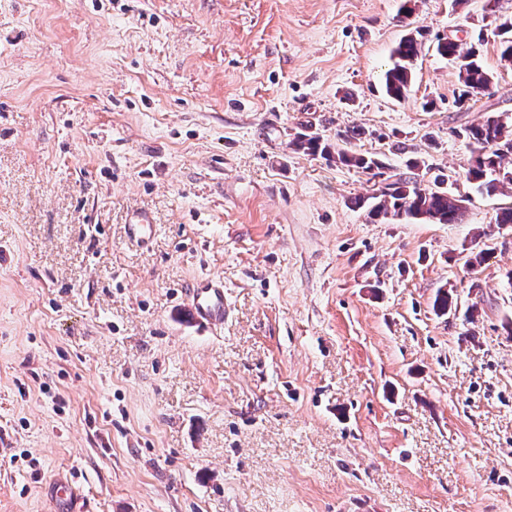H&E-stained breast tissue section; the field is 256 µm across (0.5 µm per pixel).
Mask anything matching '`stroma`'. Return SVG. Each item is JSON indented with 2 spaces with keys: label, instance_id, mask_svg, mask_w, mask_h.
Wrapping results in <instances>:
<instances>
[{
  "label": "stroma",
  "instance_id": "stroma-1",
  "mask_svg": "<svg viewBox=\"0 0 512 512\" xmlns=\"http://www.w3.org/2000/svg\"><path fill=\"white\" fill-rule=\"evenodd\" d=\"M402 4L0 0V512H54L59 473L86 512H512V193L454 135L512 121V0ZM413 25L484 35L488 91L456 106L429 49L390 98ZM306 125L362 128L384 176L295 149ZM411 157L462 223L353 207ZM204 274L216 330L178 304Z\"/></svg>",
  "mask_w": 512,
  "mask_h": 512
}]
</instances>
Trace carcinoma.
I'll return each instance as SVG.
<instances>
[{
	"mask_svg": "<svg viewBox=\"0 0 512 512\" xmlns=\"http://www.w3.org/2000/svg\"><path fill=\"white\" fill-rule=\"evenodd\" d=\"M427 32L415 27L399 42L393 51L394 62L384 74L386 94L395 100L409 96L413 83V70ZM494 35L499 37L500 56L512 61V20L495 24ZM437 54L453 61L458 70L461 88L455 100L462 106L477 95L486 91L491 76L480 60L477 45L462 46L457 38L435 35ZM363 130L353 127L337 134L336 150L323 142L316 133L303 127L294 135L292 145L312 155L326 159L336 158V162L364 172H377L383 175L385 164L370 153L352 149L354 142L361 139ZM463 140L470 152L466 178L482 195L494 196L506 188H512V123L499 116H489L483 122L465 126L454 131ZM354 205L367 210L368 216L381 222L417 220L435 224H456L465 212L464 199L444 187V181H436L431 186L418 182L414 177L398 176L387 183L386 189L378 195L359 197ZM457 308L452 293L445 288L438 289L433 310L445 316Z\"/></svg>",
	"mask_w": 512,
	"mask_h": 512,
	"instance_id": "obj_1",
	"label": "carcinoma"
}]
</instances>
